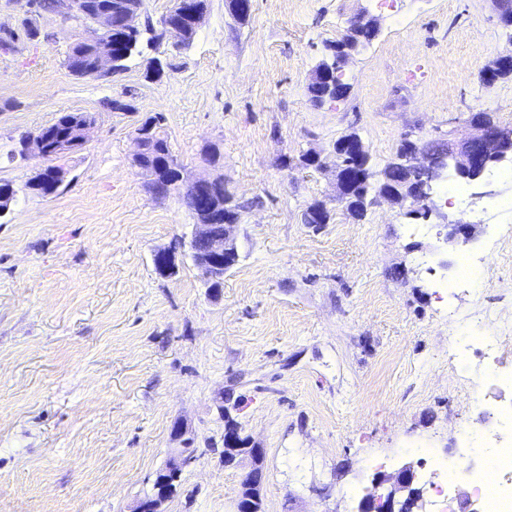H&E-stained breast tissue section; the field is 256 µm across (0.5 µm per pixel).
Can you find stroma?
I'll return each mask as SVG.
<instances>
[{"label": "stroma", "mask_w": 512, "mask_h": 512, "mask_svg": "<svg viewBox=\"0 0 512 512\" xmlns=\"http://www.w3.org/2000/svg\"><path fill=\"white\" fill-rule=\"evenodd\" d=\"M361 13L378 35L348 57V95L314 104L313 71ZM33 23L35 39L0 52V181L17 190L0 215V512H133L183 447L177 424L199 456L166 512H236L251 462L224 465L228 418L263 451V512H358L403 466L424 488L433 457L410 444L456 457L459 426L512 406L448 346L477 311L512 323V177L468 184L461 204L435 194L449 222L477 227L448 244L407 201L350 215L332 173L352 132L379 171L409 132L460 141L482 111L512 127V78L482 77L512 43L492 0H255L242 25L209 0L190 46L164 39L103 78L66 68L78 30ZM68 112L95 115L87 144L61 158L56 194L32 192L42 162L19 141ZM155 115L184 176L223 175L242 206L219 293L186 252L173 274L155 268L195 224L133 163ZM310 150L323 168L302 166ZM316 201L329 223H304ZM464 255L479 287L451 285Z\"/></svg>", "instance_id": "35a3bbf8"}]
</instances>
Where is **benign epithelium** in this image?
Wrapping results in <instances>:
<instances>
[{"mask_svg": "<svg viewBox=\"0 0 512 512\" xmlns=\"http://www.w3.org/2000/svg\"><path fill=\"white\" fill-rule=\"evenodd\" d=\"M208 0H174L172 11L184 16L190 26L198 28L207 11ZM253 0H229L232 15L244 20L253 11ZM143 8V0H118L113 5L95 13L89 14L83 6V0H62L58 16L65 22L76 24L87 23L88 33L85 37L97 41L98 54L96 66L90 73L77 72V76L98 78L116 72V67L110 52L108 35L112 34L113 26L120 23L127 29L137 28L136 19ZM355 47L343 46L333 55L330 66H321L314 70L311 84L322 81L331 82L342 72V65L349 52ZM512 65V51L508 50L486 67L483 77L493 79L494 75ZM95 124V118L86 114L77 119V127L73 136L68 138L48 139L36 133L22 138L21 153H33L47 162L32 179L31 186L35 187L42 181L45 173L54 178V186L61 187L64 183V170L52 164V161L69 155L81 149L87 142L88 132ZM471 135L460 142L441 141L420 145L414 141H406L398 149L392 169L401 172L408 178L421 183V191L408 196L404 193H390L386 186L391 181L390 171L382 173V179L375 186L373 201L386 200L401 203L407 199L413 201V213L424 218L440 217V212L433 199V186L437 180L448 174V167H453L456 173L470 176L479 182L486 175L488 168L507 160L512 161V128L501 126L489 121L481 113L470 116ZM349 164L337 159L335 180L336 200L344 203L351 191ZM224 180L222 176L204 177L185 180L177 176L185 190H193L195 194L208 200L213 188ZM214 206L204 207L197 217L194 237L202 248L195 253V265L200 269L206 283L212 285L224 279V270L232 265L238 255L234 224L224 225L223 234L215 237L211 234L210 214ZM446 230L445 242L462 240L468 242L473 237L472 224L440 223ZM192 458L184 448L171 449L165 466L159 470L153 480L152 494L138 502L135 512H164L163 505L170 499V479L181 475L182 470L190 464ZM260 467L252 468L242 483L237 499V512H256L255 502L259 501L257 488L261 483ZM415 474L409 467L399 471L394 477L382 476L375 486V492L363 498L359 512H400L401 501L406 491L413 485Z\"/></svg>", "mask_w": 512, "mask_h": 512, "instance_id": "1", "label": "benign epithelium"}]
</instances>
